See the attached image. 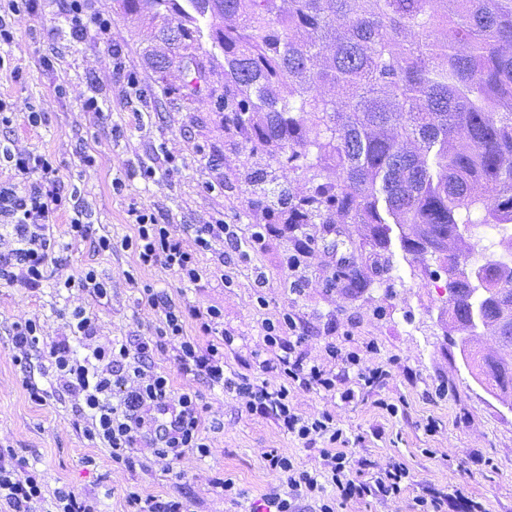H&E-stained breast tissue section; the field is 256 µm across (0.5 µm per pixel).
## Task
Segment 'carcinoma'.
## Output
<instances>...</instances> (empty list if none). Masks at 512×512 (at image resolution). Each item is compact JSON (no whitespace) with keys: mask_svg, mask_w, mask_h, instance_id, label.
Returning <instances> with one entry per match:
<instances>
[{"mask_svg":"<svg viewBox=\"0 0 512 512\" xmlns=\"http://www.w3.org/2000/svg\"><path fill=\"white\" fill-rule=\"evenodd\" d=\"M120 0L170 64L224 57V111L256 151L319 183L273 189L290 224L391 225L448 271L450 329L512 347V266L459 269L464 235L512 225V0ZM512 404V354H469Z\"/></svg>","mask_w":512,"mask_h":512,"instance_id":"obj_1","label":"carcinoma"}]
</instances>
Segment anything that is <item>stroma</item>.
<instances>
[{"mask_svg": "<svg viewBox=\"0 0 512 512\" xmlns=\"http://www.w3.org/2000/svg\"><path fill=\"white\" fill-rule=\"evenodd\" d=\"M63 0H41L37 11L15 18V40L8 53L18 75L0 71V98L14 106L0 140L22 150L49 155L65 191L76 192L93 235H108L118 246L95 251L90 241L65 235L68 214L54 228V260L35 289L0 286V444L41 475L45 493L66 484L96 496L101 512H131L128 491L186 498L192 512H249L282 478L265 460L278 451L308 471L322 469L320 448H307L270 417L245 412L235 394L181 373L169 341L153 347L151 371L168 375L174 392L199 396L207 453L186 451L175 460L155 456L140 441L130 463H115L100 444L84 436L87 424L78 398L54 394L56 376L49 344L68 338L82 350L69 321L81 309L97 319L96 344H136L155 335L158 312L149 294L222 313L224 368L244 370L262 352L264 324L282 314L297 323L298 346L307 364L321 365L352 388L355 398L318 389H292L298 412L335 416L370 480L375 466L396 459L413 479L398 497L353 498L336 512H418L428 489L462 488L485 512H512V409L481 386L465 365L459 343L448 329V276L438 257L404 251L398 232L388 246L373 243L361 224H291L287 215L250 183L248 173L269 168L298 194L312 188L310 173L292 171L251 151V134L229 119L224 100V68L215 61L200 86L190 85L178 64H159L156 45L143 41L148 21L133 22L116 0H91L94 12L110 18L108 33L87 25L71 37ZM54 65H41L42 57ZM97 97L106 108L83 109ZM36 106L42 120L28 126L24 114ZM94 156L90 167L81 154ZM177 158L166 171L163 154ZM155 168L146 178L147 168ZM137 204L159 223L182 233L189 224L221 218L234 233L223 261L198 253L199 281L183 280L162 266L143 267L133 250L120 248L134 235L127 209ZM259 224L272 230L261 240ZM107 282L99 299L78 282L87 271ZM38 321L42 344L26 366L13 360L15 325ZM358 351L366 364L386 365L390 376L374 390L359 389L354 373L331 360L327 347ZM30 376L49 390L43 404L32 402L21 384ZM396 406L379 409L378 400ZM231 480L232 491L219 483Z\"/></svg>", "mask_w": 512, "mask_h": 512, "instance_id": "1", "label": "stroma"}]
</instances>
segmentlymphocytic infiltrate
<instances>
[{
    "label": "lymphocytic infiltrate",
    "mask_w": 512,
    "mask_h": 512,
    "mask_svg": "<svg viewBox=\"0 0 512 512\" xmlns=\"http://www.w3.org/2000/svg\"><path fill=\"white\" fill-rule=\"evenodd\" d=\"M2 163L13 170L15 178L14 183L0 185V224L11 226L14 246L8 253H0V283L39 287L52 255L57 215L68 207L74 210L68 235L92 239L97 251H111V238L92 236L75 195L64 193L58 169L49 157L0 141ZM127 221L135 229V253L141 266L159 264L192 282L201 278L198 252L212 249L231 235L229 225L220 220L195 225L189 235L175 234L150 210L135 205L128 208ZM16 265L21 266V274L13 273ZM147 301L162 317V334L173 343L183 374L205 377L212 385L235 393L247 413L274 418L304 444L327 443L320 472L301 468L290 456L275 451L267 454L269 468L286 479L285 487H272L264 496L272 512H335L340 499H386L400 494L410 479L403 462L394 460L379 467L372 481L352 479L353 460L343 447L346 437L335 418L326 411L305 416L292 405L291 387L327 392L337 389L334 375L318 365H304L294 346L283 341L284 329L296 327L291 315L265 325L263 343L272 357L256 361V373H228L224 370L218 309L187 306L155 293L149 294ZM188 318L209 336L208 344L185 336L183 326ZM152 345V338L144 337L132 348L124 344L97 346L82 357L74 354L68 340L50 345L58 386L83 400V411L89 418L87 439L101 443L116 463L129 461L142 439L151 440L154 454L163 459L179 458L189 449H207L196 395L174 393L166 375L146 369L145 359ZM272 364L285 376V385L274 387L258 379V371ZM117 387L122 388L123 397L115 407L110 397ZM20 465L11 448H0V512H99L94 496L67 485L56 488L52 498H45L40 474L34 470L19 474Z\"/></svg>",
    "instance_id": "f902f5d3"
}]
</instances>
